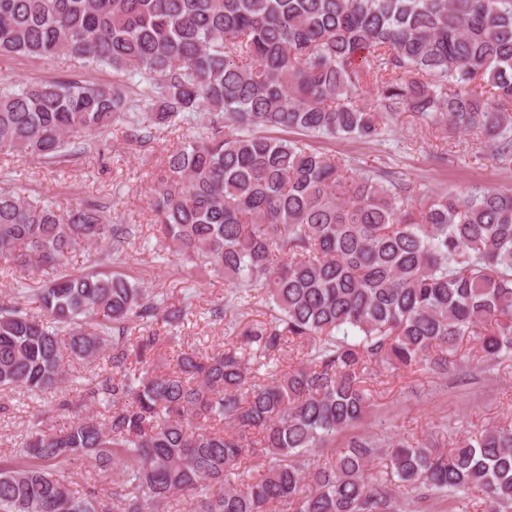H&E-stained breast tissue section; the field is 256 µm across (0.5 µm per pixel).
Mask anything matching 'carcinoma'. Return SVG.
<instances>
[{"label":"carcinoma","mask_w":512,"mask_h":512,"mask_svg":"<svg viewBox=\"0 0 512 512\" xmlns=\"http://www.w3.org/2000/svg\"><path fill=\"white\" fill-rule=\"evenodd\" d=\"M60 55L112 81L0 80V149L57 164L117 125L142 150L194 130L154 190L159 240L270 320L242 331L254 352L189 348L159 371L173 337L131 332L184 325L191 298L69 270L93 247L120 260L136 225L98 198L61 213L0 188L17 293L35 270L56 273L36 292L43 315L0 303V390L48 395L66 358L104 371L0 460V512H177L182 498L191 512H398L405 494L473 493L484 512H512V426L450 448L356 432L376 366L454 375L448 353L465 340L479 365L512 362V191L415 195L369 170L344 185L348 160L310 144L377 141L402 108L511 166L512 0H0V57ZM370 84L375 109L358 103ZM286 344L305 362L260 378V357ZM66 412L68 426L48 423ZM81 457L98 472L75 493L64 471Z\"/></svg>","instance_id":"obj_1"}]
</instances>
